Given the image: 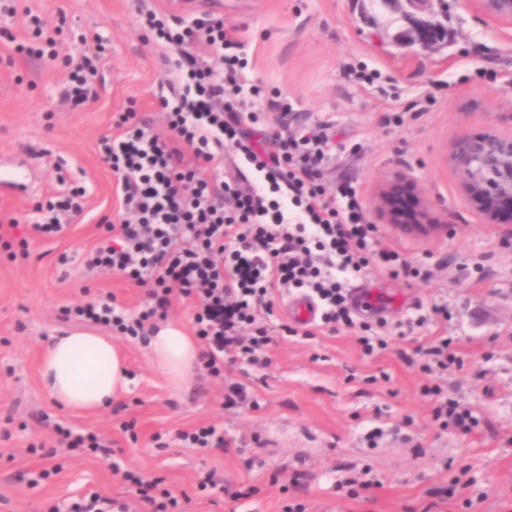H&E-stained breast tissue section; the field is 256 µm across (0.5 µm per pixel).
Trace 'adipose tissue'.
I'll list each match as a JSON object with an SVG mask.
<instances>
[{
  "label": "adipose tissue",
  "instance_id": "1",
  "mask_svg": "<svg viewBox=\"0 0 512 512\" xmlns=\"http://www.w3.org/2000/svg\"><path fill=\"white\" fill-rule=\"evenodd\" d=\"M198 355L196 338L175 321L159 323L148 339L150 361L176 384L191 376ZM41 372L56 403L71 409L106 406L128 385L123 358L105 337L89 332L59 337L44 354Z\"/></svg>",
  "mask_w": 512,
  "mask_h": 512
}]
</instances>
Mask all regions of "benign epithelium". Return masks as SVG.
I'll list each match as a JSON object with an SVG mask.
<instances>
[{
  "instance_id": "obj_1",
  "label": "benign epithelium",
  "mask_w": 512,
  "mask_h": 512,
  "mask_svg": "<svg viewBox=\"0 0 512 512\" xmlns=\"http://www.w3.org/2000/svg\"><path fill=\"white\" fill-rule=\"evenodd\" d=\"M471 6L484 23L512 30V0H471ZM438 29L432 22L422 24L415 30V41L426 50L435 49L440 39ZM446 163L460 178L466 204L487 224L505 223L488 202H512V132L492 126L479 136L462 133L452 141ZM401 188L414 191L416 185L395 181L379 193L375 208L383 223L420 236L448 231L447 225L433 219L431 206L420 193L416 212L402 215L394 204Z\"/></svg>"
}]
</instances>
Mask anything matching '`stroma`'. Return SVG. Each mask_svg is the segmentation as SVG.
I'll return each mask as SVG.
<instances>
[{"label": "stroma", "mask_w": 512, "mask_h": 512, "mask_svg": "<svg viewBox=\"0 0 512 512\" xmlns=\"http://www.w3.org/2000/svg\"><path fill=\"white\" fill-rule=\"evenodd\" d=\"M0 15V165L35 175L25 192L0 190V225L18 222L27 251L0 243V512L67 508L95 490L135 500L132 472L189 495L187 512H512V226L487 224L465 203L446 165L453 138L490 125L512 130V39L484 24L469 0L446 11H419L406 0H16ZM223 19L247 61L250 104L289 130L324 128L327 187L358 186L375 245L398 251L422 270L417 278L368 265L358 285L384 296L382 312L357 328L289 336L276 309L277 342L258 369L238 361L220 377L197 370L182 387L148 359L143 342L64 309L112 302L134 313L145 289L107 269H88L104 221H119L109 166L96 150L120 112L135 107L160 134L157 98L168 62L139 25V8ZM41 20V35L24 11ZM440 22V46L413 42L419 22ZM58 56L50 58L47 47ZM99 54L97 97L63 98L64 58ZM274 101L291 103L286 117ZM417 180L447 233L417 237L378 222L375 199L396 176ZM84 187L85 211L56 235L33 226L48 201ZM448 308L447 320L429 316ZM385 336L367 357L363 326ZM125 354L127 392L111 406L76 413L57 405L41 378L42 356L56 336L87 330ZM448 337L447 369L425 372L422 349ZM247 386L248 403L228 409L224 391ZM435 385L440 395L428 394ZM469 409L470 431L434 417L439 400ZM223 426L232 445L205 452L179 431ZM105 439L111 456L64 447L56 427ZM49 478H42V471ZM212 478L213 486L198 483ZM372 488H363V481ZM254 488L247 499L232 491Z\"/></svg>", "instance_id": "stroma-1"}]
</instances>
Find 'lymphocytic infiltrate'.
Instances as JSON below:
<instances>
[{
	"instance_id": "f902f5d3",
	"label": "lymphocytic infiltrate",
	"mask_w": 512,
	"mask_h": 512,
	"mask_svg": "<svg viewBox=\"0 0 512 512\" xmlns=\"http://www.w3.org/2000/svg\"><path fill=\"white\" fill-rule=\"evenodd\" d=\"M141 21L160 51L177 56L159 97L171 136L162 138L130 109L99 138L123 217L105 225L86 265L121 272L152 303L128 314L93 301L76 307L77 317L144 341L179 294L194 306L201 365L218 377L228 354L268 365L273 338L261 317L273 315L275 297L293 289L310 293L320 303L322 327L335 332L356 325L346 280L369 263L418 277L397 251L373 250L376 227L351 182L327 191L324 133L275 132L255 140L259 117L243 97L240 43L223 20L172 26L148 9ZM199 45L207 57L195 54ZM229 143L234 163L252 168L258 182L225 179Z\"/></svg>"
}]
</instances>
